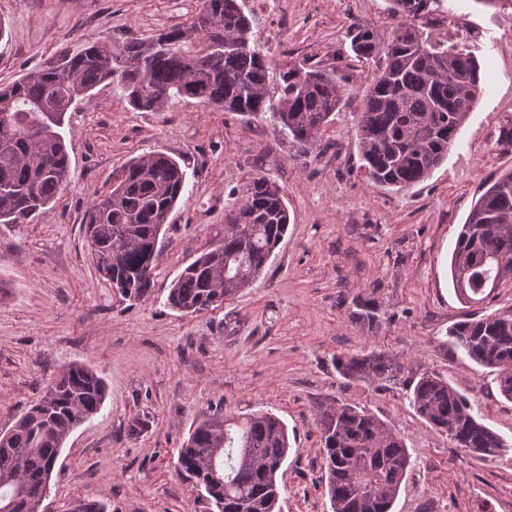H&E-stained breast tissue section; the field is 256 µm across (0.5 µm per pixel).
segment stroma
Segmentation results:
<instances>
[{
  "label": "stroma",
  "mask_w": 512,
  "mask_h": 512,
  "mask_svg": "<svg viewBox=\"0 0 512 512\" xmlns=\"http://www.w3.org/2000/svg\"><path fill=\"white\" fill-rule=\"evenodd\" d=\"M239 2L273 60L271 86L298 63L341 77V108L315 146L301 148L271 120L247 122L194 102L135 111L118 86H102L65 117L71 174L58 200L33 223L0 224V429L63 367H91L107 385L99 413L64 444L44 512H64L77 499L102 501L106 512H204L174 462L193 426L218 407L281 418L290 437L281 512H331L316 420L335 403L366 408L408 448L414 466L393 512H512V452L492 462L465 454L427 427L406 390L418 373L441 375L512 444V401L492 372L448 342L453 324L512 310V281L466 307L448 271L485 183L512 168V144L498 140L512 116V9L444 0L423 19L426 31L475 51L482 95L447 159L425 181L398 189L374 185L363 167L356 124L378 65L356 58L348 37L357 24L389 37L396 21L384 0ZM200 7L201 0H0V87L90 39L118 47L189 27ZM155 150L184 158L188 181L158 241L154 288L130 301L94 269L82 224L113 172ZM255 174L284 195L283 242L252 286L223 307L170 309L172 280L223 237L225 209ZM365 301L378 316L371 330L352 318ZM372 349L402 358L398 379L365 385L340 377L337 354Z\"/></svg>",
  "instance_id": "1"
}]
</instances>
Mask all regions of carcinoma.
Instances as JSON below:
<instances>
[{
  "mask_svg": "<svg viewBox=\"0 0 512 512\" xmlns=\"http://www.w3.org/2000/svg\"><path fill=\"white\" fill-rule=\"evenodd\" d=\"M397 20L388 39L371 27L350 30L352 51L379 60L358 113L361 160L377 185L407 187L447 158L481 89L473 51L416 25L442 0H385ZM272 59L255 38L238 0H202L187 29H171L119 48L88 41L0 88V224H30L70 178L65 116L102 85L116 84L132 109L160 112L190 101L246 121L265 116L303 146L314 145L342 101L336 68L297 65L269 92ZM187 172L173 156L153 151L125 164L112 189L96 196L85 216L96 271L130 299L151 293L159 239L182 194ZM290 223L280 187L250 177L224 211V238L171 283L166 304L184 314L215 309L250 287L284 239ZM459 302L476 305L512 280V169L488 183L458 233L450 258ZM454 350L493 370L512 401V312L460 321L448 330ZM404 369L393 353L336 356L349 383L371 384ZM415 413L455 447L494 461L512 447L474 413L468 397L439 375L413 377ZM105 382L84 365L63 368L43 396L0 431V512H41L59 454L71 432L96 415ZM317 425L332 512H391L412 461L398 434L364 407L322 409ZM286 424L268 411L205 416L178 452L176 471L200 488L206 512H280L277 480L288 457Z\"/></svg>",
  "mask_w": 512,
  "mask_h": 512,
  "instance_id": "cac0c4a2",
  "label": "carcinoma"
}]
</instances>
